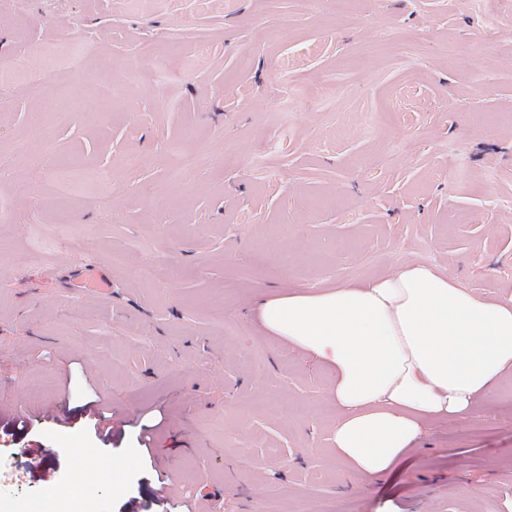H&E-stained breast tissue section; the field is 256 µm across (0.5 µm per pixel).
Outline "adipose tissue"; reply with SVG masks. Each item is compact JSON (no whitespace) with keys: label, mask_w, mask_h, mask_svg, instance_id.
Returning <instances> with one entry per match:
<instances>
[{"label":"adipose tissue","mask_w":512,"mask_h":512,"mask_svg":"<svg viewBox=\"0 0 512 512\" xmlns=\"http://www.w3.org/2000/svg\"><path fill=\"white\" fill-rule=\"evenodd\" d=\"M257 318L267 335L332 369L330 443L363 480L398 466L425 422H466L512 376V297L488 299L428 263L269 298Z\"/></svg>","instance_id":"obj_1"}]
</instances>
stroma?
<instances>
[{"label":"stroma","mask_w":512,"mask_h":512,"mask_svg":"<svg viewBox=\"0 0 512 512\" xmlns=\"http://www.w3.org/2000/svg\"><path fill=\"white\" fill-rule=\"evenodd\" d=\"M67 25L82 39L59 42ZM1 55L19 64L0 77V512H158L165 465L170 499L201 512H512V377L362 480L329 443L331 370L256 317L410 260L512 296V17L485 0H0ZM176 147L199 163L174 169ZM89 273L111 288L81 287ZM88 379L127 421L113 439L78 410ZM31 452L56 495L19 469Z\"/></svg>","instance_id":"stroma-1"}]
</instances>
